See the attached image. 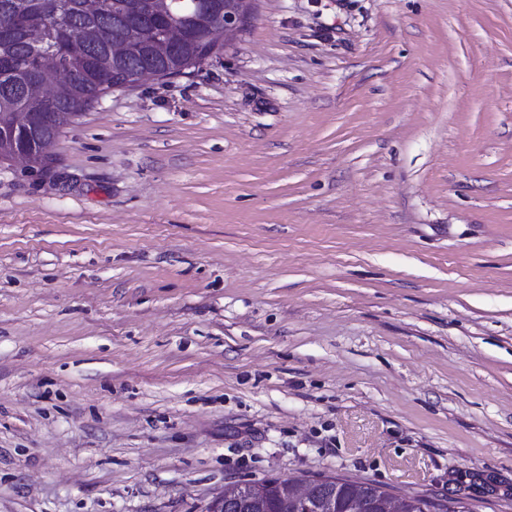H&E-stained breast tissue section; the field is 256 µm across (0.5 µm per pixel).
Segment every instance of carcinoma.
<instances>
[{
	"label": "carcinoma",
	"instance_id": "obj_1",
	"mask_svg": "<svg viewBox=\"0 0 512 512\" xmlns=\"http://www.w3.org/2000/svg\"><path fill=\"white\" fill-rule=\"evenodd\" d=\"M208 13H197L185 2L169 12L155 9L154 0H100L91 11L86 0H0V18L11 27L0 29V162L10 160L13 144H26L32 162L50 160L45 146L60 134L62 122L47 115L64 112L77 117L103 96L147 74L167 71L179 75L217 55L210 29L224 11L223 0H212ZM182 27L186 39L169 54L164 31ZM124 55L115 58L112 45ZM67 81L56 86L58 73ZM42 89L43 106L30 104L31 87ZM266 488L263 512H291L273 487L279 478L256 482ZM413 512H469L454 498L435 503L425 497L410 498Z\"/></svg>",
	"mask_w": 512,
	"mask_h": 512
}]
</instances>
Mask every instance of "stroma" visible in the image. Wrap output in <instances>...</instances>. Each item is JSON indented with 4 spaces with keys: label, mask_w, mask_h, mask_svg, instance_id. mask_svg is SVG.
<instances>
[{
    "label": "stroma",
    "mask_w": 512,
    "mask_h": 512,
    "mask_svg": "<svg viewBox=\"0 0 512 512\" xmlns=\"http://www.w3.org/2000/svg\"><path fill=\"white\" fill-rule=\"evenodd\" d=\"M270 476L512 512V0H255L0 165V512Z\"/></svg>",
    "instance_id": "35a3bbf8"
}]
</instances>
